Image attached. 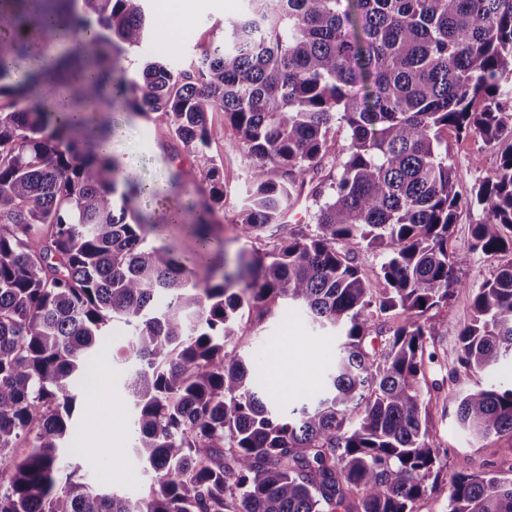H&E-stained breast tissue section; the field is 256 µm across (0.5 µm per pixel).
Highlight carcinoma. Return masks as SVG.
<instances>
[{"instance_id": "obj_1", "label": "carcinoma", "mask_w": 512, "mask_h": 512, "mask_svg": "<svg viewBox=\"0 0 512 512\" xmlns=\"http://www.w3.org/2000/svg\"><path fill=\"white\" fill-rule=\"evenodd\" d=\"M144 0H0V512H414L440 463L421 370L439 326L424 318L462 288L449 248L458 211L480 212L472 248L512 252V0H248L180 69L126 54L149 37ZM53 28L70 42L47 60ZM121 104L166 120L204 174L173 204L194 256L147 245L165 206L101 153V119L44 99ZM224 114L249 160L236 227L262 249L226 270L215 228L224 168L208 155ZM347 144L331 151L336 130ZM452 131L500 147L494 173L458 190ZM315 207L290 233L288 211ZM384 255L375 281L339 247ZM289 304L344 337L323 391L292 410L257 384L233 343L240 310ZM459 334L465 376L512 356V263L472 297ZM404 319L370 352L374 314ZM136 408L133 448L154 472L132 501L73 462L78 385L112 323ZM476 440L512 435V382L459 396ZM448 512H512V479L461 473Z\"/></svg>"}]
</instances>
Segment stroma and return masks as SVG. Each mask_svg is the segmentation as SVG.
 <instances>
[{
    "mask_svg": "<svg viewBox=\"0 0 512 512\" xmlns=\"http://www.w3.org/2000/svg\"><path fill=\"white\" fill-rule=\"evenodd\" d=\"M247 0H194L191 27L177 47L146 40L129 54L126 67L135 72L147 59H162L176 66L191 56L198 46L223 35L224 24L238 18L245 10ZM215 126L223 127L222 138L209 147L213 159L224 165L227 192L221 218L224 243L228 253L246 247L239 238L235 223L240 205L248 189L246 159L234 149L237 138L232 129L224 128V116L211 117ZM123 133L113 144L114 152L133 157L132 174L138 180L162 187L169 172H181L184 179L201 181L202 174L192 154L173 140L164 121H148L138 116L122 120ZM448 152L457 174L461 191L490 176L497 154L481 138L465 140L449 138ZM479 219L477 212L462 210L453 229L452 247L461 259L459 276L464 284L448 304L430 309L429 320L439 325L438 335L428 337L426 359L422 371V385L428 402V435L433 447L439 448L441 463L428 480L426 496L418 500L415 512H448V494L456 473L496 472L512 478V437H493L481 442L471 440L459 427L455 417V400L459 393L492 383L512 379V360L501 359L493 371L456 378L454 369L459 355V332L471 318L470 300L478 288L503 264L512 261L504 253L485 256L471 249V226ZM239 349L251 358L261 385H269L270 361L291 366L300 365L301 372L292 384L281 388L280 394L290 405L308 402L323 388L326 373L336 358L338 337L332 329L313 324L297 307L288 306L257 318L255 313H244L239 323ZM98 368L101 389L106 401H98L95 391H83L80 398L77 423L88 430L78 458L86 478L96 486L115 494L144 497L152 479V471L129 453L132 446L131 422L133 405L126 389L128 363L121 361L115 347L101 343ZM135 472L136 482H128L127 472Z\"/></svg>",
    "mask_w": 512,
    "mask_h": 512,
    "instance_id": "stroma-1",
    "label": "stroma"
}]
</instances>
